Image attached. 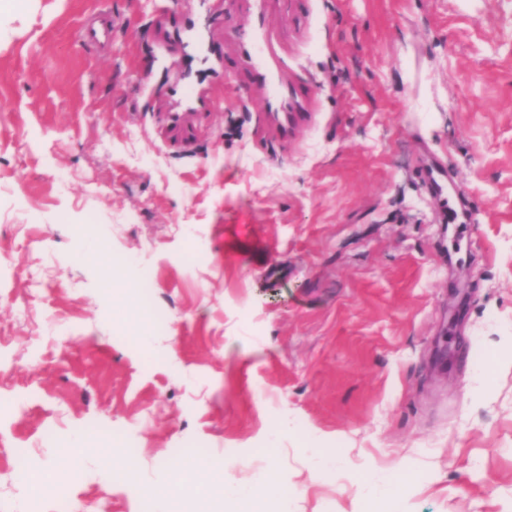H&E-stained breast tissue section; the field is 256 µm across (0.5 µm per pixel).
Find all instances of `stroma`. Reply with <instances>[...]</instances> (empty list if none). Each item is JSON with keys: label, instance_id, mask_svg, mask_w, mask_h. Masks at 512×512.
I'll return each mask as SVG.
<instances>
[{"label": "stroma", "instance_id": "35a3bbf8", "mask_svg": "<svg viewBox=\"0 0 512 512\" xmlns=\"http://www.w3.org/2000/svg\"><path fill=\"white\" fill-rule=\"evenodd\" d=\"M259 9L288 121L241 43ZM435 164L472 221L444 222ZM143 277L168 323L145 345L114 293ZM113 434L139 484L104 468ZM67 453V512H144L197 456L277 469L268 512H364L397 479L387 512H512V0L0 16V512H58ZM423 180L429 191L443 204L448 222H452L455 210L448 208V170L443 166L428 167L423 172Z\"/></svg>", "mask_w": 512, "mask_h": 512}]
</instances>
